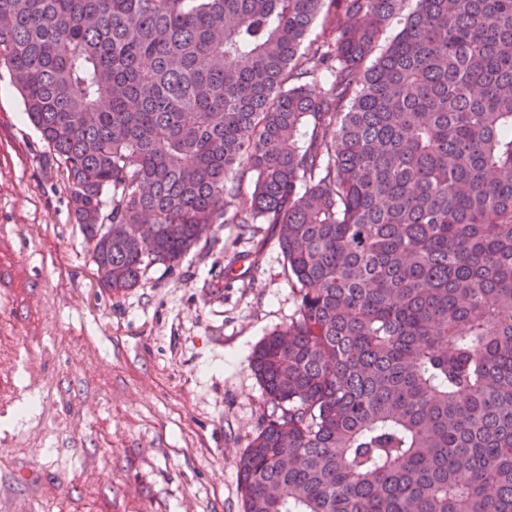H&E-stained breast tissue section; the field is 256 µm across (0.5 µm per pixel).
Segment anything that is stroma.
<instances>
[{"instance_id":"stroma-1","label":"stroma","mask_w":512,"mask_h":512,"mask_svg":"<svg viewBox=\"0 0 512 512\" xmlns=\"http://www.w3.org/2000/svg\"><path fill=\"white\" fill-rule=\"evenodd\" d=\"M47 158L0 68V512H243L251 356L298 310L275 226L214 225L115 295Z\"/></svg>"}]
</instances>
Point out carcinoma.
<instances>
[{
  "label": "carcinoma",
  "mask_w": 512,
  "mask_h": 512,
  "mask_svg": "<svg viewBox=\"0 0 512 512\" xmlns=\"http://www.w3.org/2000/svg\"><path fill=\"white\" fill-rule=\"evenodd\" d=\"M404 2L0 0L101 287L276 227L298 314L251 358L244 512H512V0H416L374 55Z\"/></svg>",
  "instance_id": "cac0c4a2"
}]
</instances>
